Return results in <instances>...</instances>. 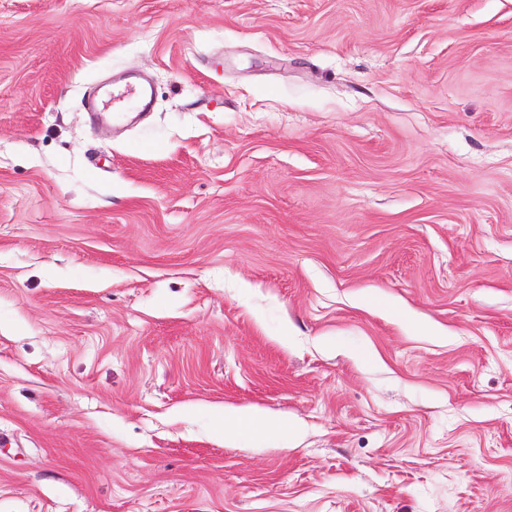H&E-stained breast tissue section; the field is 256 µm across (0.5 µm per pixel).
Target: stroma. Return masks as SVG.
<instances>
[{
    "label": "stroma",
    "instance_id": "1",
    "mask_svg": "<svg viewBox=\"0 0 512 512\" xmlns=\"http://www.w3.org/2000/svg\"><path fill=\"white\" fill-rule=\"evenodd\" d=\"M0 512H512V0H0ZM224 424V437L231 438L243 430L264 432L271 423L259 410L249 407L224 408L218 413Z\"/></svg>",
    "mask_w": 512,
    "mask_h": 512
}]
</instances>
